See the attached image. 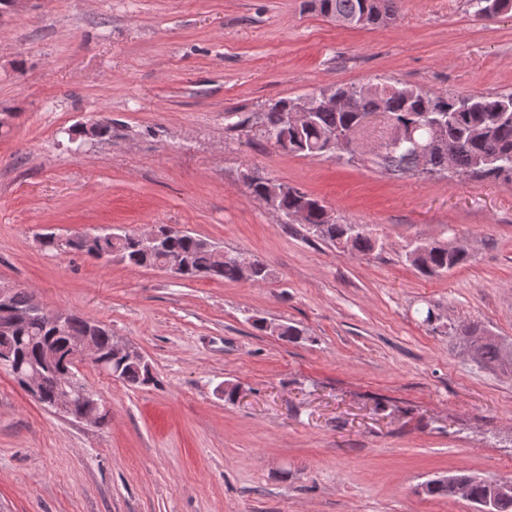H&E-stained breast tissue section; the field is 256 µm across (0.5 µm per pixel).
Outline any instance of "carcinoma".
<instances>
[{
  "mask_svg": "<svg viewBox=\"0 0 512 512\" xmlns=\"http://www.w3.org/2000/svg\"><path fill=\"white\" fill-rule=\"evenodd\" d=\"M475 16L483 20L498 18L496 11L512 12V0H468ZM325 17L339 23L351 22L368 10L369 25L378 26L397 16L402 0H309ZM336 91L349 95L342 109L317 106L306 120L282 123V110L291 100L280 99L262 113L264 135L288 153L303 156L330 155L333 134L353 132L368 112L388 114L404 136V142L386 149L367 161L397 178L416 174V150L428 156L432 170H450L462 176L512 181V93L440 95L397 84H383L379 91L355 85H341ZM253 197L273 204L280 213L304 212L305 226L312 236L341 247L355 255L368 256L378 240L364 224H352L332 216L318 199L268 177L247 185ZM158 242L144 247L133 234L95 232L74 235L65 243L55 235H42L43 248L60 254H83L110 261L118 258L135 267H158L176 262L184 278H207L218 282L251 281L265 283L272 273L261 261L249 266L220 246L168 224L157 226ZM462 247L438 243H418L407 255L410 264L423 276L448 273L468 261ZM33 296L23 288L14 290L10 302L0 305V346L16 353L19 365L29 368L40 361L41 347L53 344L61 349L77 338L89 336L100 357L108 362L109 374L131 387L154 382V376L134 358L112 352V331L77 314H69L62 328L44 314L33 312ZM255 328L285 340L300 331L255 321ZM473 360L485 369L512 366V344L492 335L482 324L471 322L456 330ZM430 496L461 497L478 507V512H512V481L485 479L476 475L450 473L426 483Z\"/></svg>",
  "mask_w": 512,
  "mask_h": 512,
  "instance_id": "obj_1",
  "label": "carcinoma"
}]
</instances>
